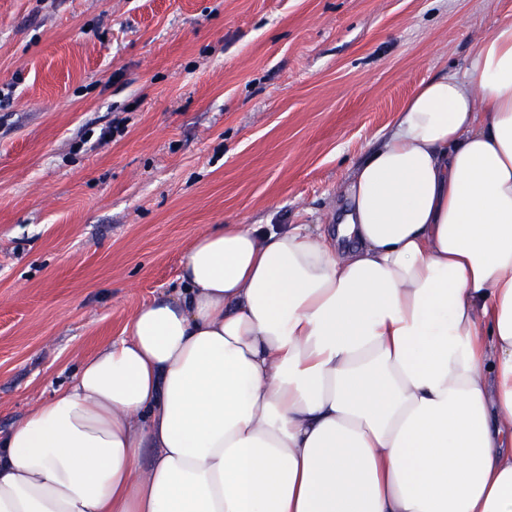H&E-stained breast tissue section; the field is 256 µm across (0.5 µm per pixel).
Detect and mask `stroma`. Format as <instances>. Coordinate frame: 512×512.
Returning <instances> with one entry per match:
<instances>
[{"label": "stroma", "instance_id": "stroma-1", "mask_svg": "<svg viewBox=\"0 0 512 512\" xmlns=\"http://www.w3.org/2000/svg\"><path fill=\"white\" fill-rule=\"evenodd\" d=\"M512 0H0V430L216 224H321ZM111 137H104V130Z\"/></svg>", "mask_w": 512, "mask_h": 512}]
</instances>
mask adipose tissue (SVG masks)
Returning a JSON list of instances; mask_svg holds the SVG:
<instances>
[{
    "label": "adipose tissue",
    "instance_id": "ef3b65f1",
    "mask_svg": "<svg viewBox=\"0 0 512 512\" xmlns=\"http://www.w3.org/2000/svg\"><path fill=\"white\" fill-rule=\"evenodd\" d=\"M338 194L195 236L0 432V512H512V18Z\"/></svg>",
    "mask_w": 512,
    "mask_h": 512
}]
</instances>
